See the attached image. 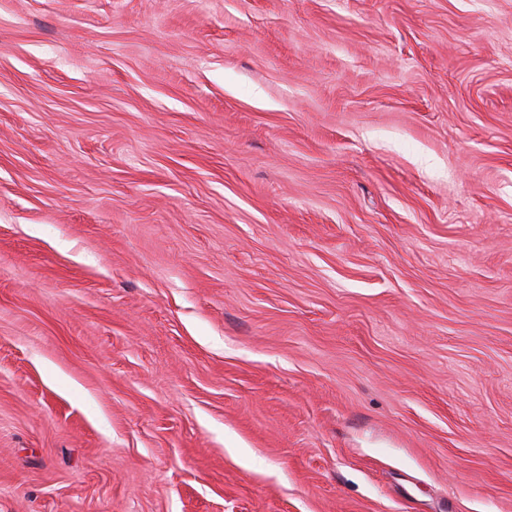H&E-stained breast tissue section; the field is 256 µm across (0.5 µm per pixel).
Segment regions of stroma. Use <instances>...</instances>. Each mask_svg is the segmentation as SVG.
Wrapping results in <instances>:
<instances>
[{"label":"stroma","instance_id":"obj_1","mask_svg":"<svg viewBox=\"0 0 512 512\" xmlns=\"http://www.w3.org/2000/svg\"><path fill=\"white\" fill-rule=\"evenodd\" d=\"M0 512H512V0H0Z\"/></svg>","mask_w":512,"mask_h":512}]
</instances>
